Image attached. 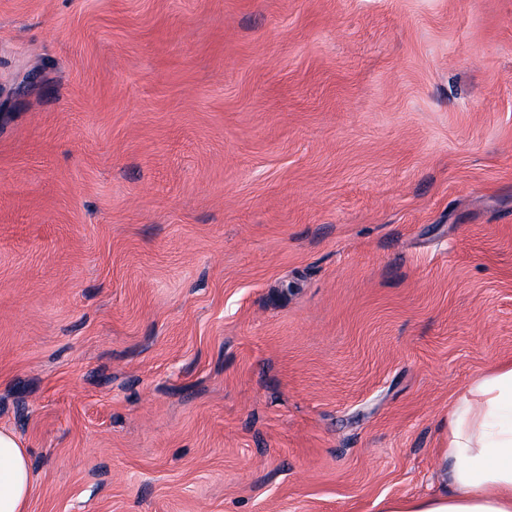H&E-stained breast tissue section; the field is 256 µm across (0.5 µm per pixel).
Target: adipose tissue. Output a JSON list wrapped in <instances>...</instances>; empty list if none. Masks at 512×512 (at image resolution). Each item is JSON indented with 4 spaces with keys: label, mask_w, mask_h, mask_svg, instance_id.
<instances>
[{
    "label": "adipose tissue",
    "mask_w": 512,
    "mask_h": 512,
    "mask_svg": "<svg viewBox=\"0 0 512 512\" xmlns=\"http://www.w3.org/2000/svg\"><path fill=\"white\" fill-rule=\"evenodd\" d=\"M443 456L452 462L443 492L393 499L381 512H512V364L480 375L456 398ZM33 490L25 443L0 429V512H27Z\"/></svg>",
    "instance_id": "adipose-tissue-1"
}]
</instances>
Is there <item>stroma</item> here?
I'll return each mask as SVG.
<instances>
[{
  "label": "stroma",
  "mask_w": 512,
  "mask_h": 512,
  "mask_svg": "<svg viewBox=\"0 0 512 512\" xmlns=\"http://www.w3.org/2000/svg\"><path fill=\"white\" fill-rule=\"evenodd\" d=\"M509 363L512 0H0L28 512H380Z\"/></svg>",
  "instance_id": "1"
}]
</instances>
